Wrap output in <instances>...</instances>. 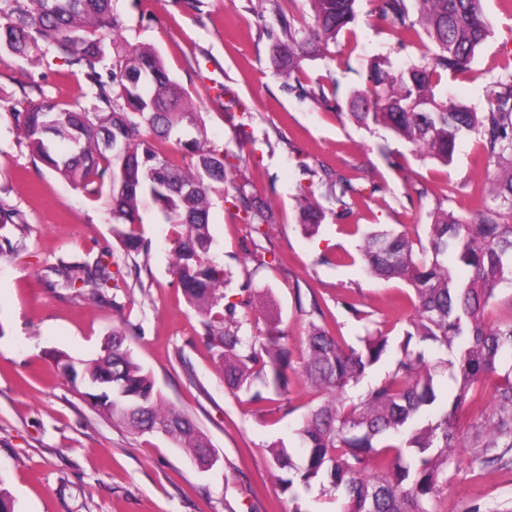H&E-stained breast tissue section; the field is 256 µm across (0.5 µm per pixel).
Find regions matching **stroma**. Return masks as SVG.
Instances as JSON below:
<instances>
[{
  "mask_svg": "<svg viewBox=\"0 0 512 512\" xmlns=\"http://www.w3.org/2000/svg\"><path fill=\"white\" fill-rule=\"evenodd\" d=\"M124 39L156 49L200 112L208 139L235 154L229 176L270 204L262 235L243 212L216 202L210 229L213 260L230 273L227 298L242 284L266 292L269 305L250 314L245 332L277 320L288 347L309 327L313 303L342 326L347 341L363 324L340 301L352 295L375 312L383 331L400 333L394 298L400 281L366 276L362 234L392 224L423 233L440 207L465 215L471 185L486 160L478 134L457 142L452 164L417 157L410 144L349 113L367 69L381 61L398 70L417 63L421 46H400L378 0H358L357 21L328 54L303 61L297 79L272 62L275 9L308 22V0H112ZM494 27L470 72L441 88L477 111L512 62V0H483ZM266 22H259V15ZM92 107L91 89L64 58H24L0 49V205L19 223L0 229V484L18 512H291L293 503L269 474V446H293L301 415L258 406L224 384L215 350L172 275L171 227L154 207L142 212L148 251L127 258L112 235L102 201L75 189L27 147L10 114L32 103ZM355 176L363 196L336 217L335 200L314 173ZM314 193L329 213L317 235L297 225L296 199ZM109 254L120 274L92 292L63 287V262L94 264ZM124 329L136 361L167 403L183 410L218 457L195 466L161 435H134L77 397L55 367L57 353L91 359L113 329ZM512 510V470L480 477L460 472L440 512Z\"/></svg>",
  "mask_w": 512,
  "mask_h": 512,
  "instance_id": "35a3bbf8",
  "label": "stroma"
}]
</instances>
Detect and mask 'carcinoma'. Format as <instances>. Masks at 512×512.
<instances>
[{"instance_id": "obj_1", "label": "carcinoma", "mask_w": 512, "mask_h": 512, "mask_svg": "<svg viewBox=\"0 0 512 512\" xmlns=\"http://www.w3.org/2000/svg\"><path fill=\"white\" fill-rule=\"evenodd\" d=\"M356 2L309 0L311 22L300 27L278 10L286 40L275 44L277 74L289 80L304 60L321 55L356 21ZM413 2L411 11L406 0H382L381 11L401 45L425 36L431 47L404 70L372 66L365 90L350 99L351 115L443 165L452 162L458 139L482 135L486 172L474 187L475 206L468 216L435 209L424 240L395 229L364 235L367 273L410 287L398 341L364 302L349 297L342 307L364 323L363 335L349 343L338 324L312 321L293 352L280 344L275 322L263 336L244 333L237 307L264 296L222 303L228 274L210 259L215 199L235 192L257 233L268 223V206L255 205L243 185L226 188L230 154L208 142L199 113L156 51L125 42L112 0H0V48L23 57L56 53L94 90L91 111L33 103L11 113L32 153L90 196L102 197L108 186L113 234L129 256L144 249L142 207H159L172 227V273L217 350L225 383L255 403L271 389L287 401L288 413L306 409L293 430L300 460L281 441L269 445L270 467L286 474L277 480L294 502L291 512H309L299 490L314 483L344 494L340 512H439L460 472L450 467L464 426L467 470L512 469V313L486 319L500 290L512 288V71L496 82L485 112L442 97L443 75L468 71L493 25L482 0ZM157 141L173 143L176 156L161 153ZM355 193L343 175L328 189L344 209ZM325 219L318 199H300L304 234L316 235ZM111 278L100 260L66 268L71 288H102ZM379 364L386 365L384 376L358 390ZM57 365L78 396L129 432L163 434L200 465L209 463V440L165 402L121 330H112L96 357L60 353ZM298 368L315 405L291 392ZM446 378L452 400L432 416L426 410L438 405Z\"/></svg>"}]
</instances>
